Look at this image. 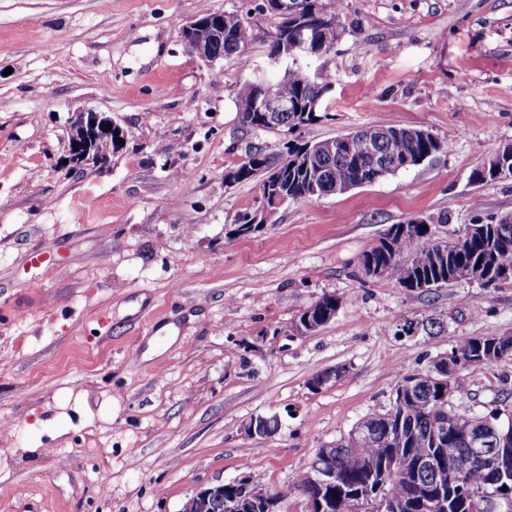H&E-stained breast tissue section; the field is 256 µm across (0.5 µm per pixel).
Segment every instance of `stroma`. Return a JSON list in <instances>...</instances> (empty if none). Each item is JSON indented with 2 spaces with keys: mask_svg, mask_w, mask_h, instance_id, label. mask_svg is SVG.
Wrapping results in <instances>:
<instances>
[{
  "mask_svg": "<svg viewBox=\"0 0 512 512\" xmlns=\"http://www.w3.org/2000/svg\"><path fill=\"white\" fill-rule=\"evenodd\" d=\"M205 8L244 19L241 53L185 52ZM272 27L263 0H0V512H182L243 474L291 487L317 449L389 408L400 376L462 339L512 336L510 281L419 293L360 266L415 217L447 215L433 230L450 241L512 216V178L472 177L512 145V0H348L334 48L300 60L335 80L291 138L390 118L450 148L242 235L259 182L225 172L291 139L239 121L240 85L288 68L269 59ZM87 109L125 142L77 167L63 140ZM326 294L335 318L300 334ZM333 368L336 384L311 387ZM460 381L455 407L488 412L512 392V358ZM274 415L276 433L245 434Z\"/></svg>",
  "mask_w": 512,
  "mask_h": 512,
  "instance_id": "35a3bbf8",
  "label": "stroma"
}]
</instances>
